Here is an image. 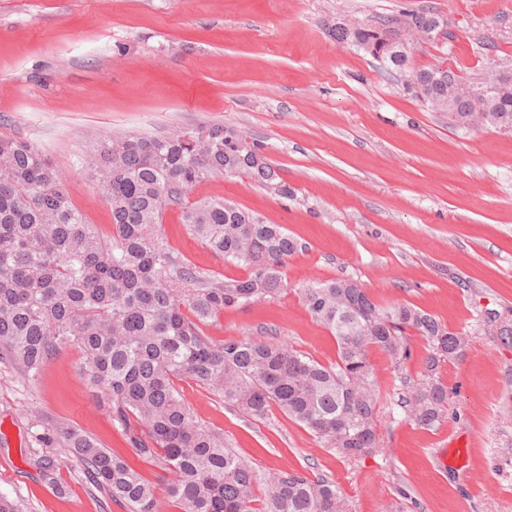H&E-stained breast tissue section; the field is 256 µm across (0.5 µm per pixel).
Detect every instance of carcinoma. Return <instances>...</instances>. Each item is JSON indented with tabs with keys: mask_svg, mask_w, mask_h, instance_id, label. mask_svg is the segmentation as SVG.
Masks as SVG:
<instances>
[{
	"mask_svg": "<svg viewBox=\"0 0 512 512\" xmlns=\"http://www.w3.org/2000/svg\"><path fill=\"white\" fill-rule=\"evenodd\" d=\"M412 35L436 32L444 19L432 8L402 10L356 28L331 27L336 41L381 55L389 73L434 112L467 128L471 102L448 100L446 67L416 68L412 51L389 42L393 23ZM496 119L512 130V88L478 87ZM112 216L103 236L73 204L64 177L32 144L0 137V363L36 380L71 346L78 371L132 430L137 451L174 476L169 493L180 512H349L336 484L302 471L268 474L224 444L181 398L189 380L236 407L264 418L277 407L325 447L356 459L379 447L373 350L399 363L407 332L425 338L429 353L402 404L419 425L448 419L447 362H460L465 334L407 304L383 306L351 278L314 281L306 306L336 339L337 360L325 366L274 339H222L203 326L226 309L276 297L286 287L288 258L298 241L224 198L185 203L197 183L245 175L263 187L288 184L258 144L234 127L202 125L172 135L118 134L83 158ZM182 208L183 223L216 257L246 270L242 278H212L174 254L159 226L166 209ZM31 464L53 480L62 457L83 464L90 484L124 512H158L152 484L84 431L35 422Z\"/></svg>",
	"mask_w": 512,
	"mask_h": 512,
	"instance_id": "1",
	"label": "carcinoma"
}]
</instances>
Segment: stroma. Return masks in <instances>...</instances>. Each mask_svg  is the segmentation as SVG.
I'll return each instance as SVG.
<instances>
[{
  "instance_id": "35a3bbf8",
  "label": "stroma",
  "mask_w": 512,
  "mask_h": 512,
  "mask_svg": "<svg viewBox=\"0 0 512 512\" xmlns=\"http://www.w3.org/2000/svg\"><path fill=\"white\" fill-rule=\"evenodd\" d=\"M425 6L452 35L416 49L414 66L441 63L469 80L493 61L512 68V0H0V136L44 151L88 223L108 235L110 209L84 169L86 151L122 132L241 130L280 168L289 196L233 176L197 184L190 200H234L286 227L301 248L288 261L287 291L225 310L204 325L208 336L272 337L333 364L336 341L302 290L351 278L379 304L426 310L470 346L463 363L441 368L452 416L436 428L401 405L425 340L411 335L398 366L371 351L380 446L357 460L275 407L252 418L184 380L185 404L265 472L329 478L351 512H512V348L493 322L512 317V132L456 127L328 33L339 16L365 22ZM161 232L201 271L244 277L189 232L180 207L165 211ZM80 358L63 350L34 382L0 363V493L21 497L29 512H123L75 459L54 481L41 477L27 455L39 417L91 435L154 486L159 512H178L164 471L91 395ZM461 443L468 465L443 468L441 450Z\"/></svg>"
}]
</instances>
